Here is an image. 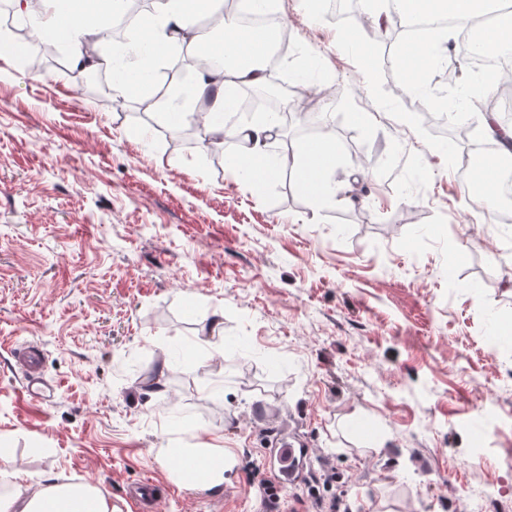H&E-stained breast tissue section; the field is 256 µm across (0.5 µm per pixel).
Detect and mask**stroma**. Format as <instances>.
Segmentation results:
<instances>
[{"mask_svg": "<svg viewBox=\"0 0 512 512\" xmlns=\"http://www.w3.org/2000/svg\"><path fill=\"white\" fill-rule=\"evenodd\" d=\"M298 7H272L291 36L278 77L309 62L320 75L296 109L340 147L321 203L288 165L235 181L207 126L176 137L141 94H92L64 41L55 65L28 67L42 39L16 22L0 58L10 467L122 497L173 484L156 449L212 444L235 459L224 495L175 487L155 512H259L248 470L285 423L309 450L292 494L328 464L349 512H512V224L373 103L332 21ZM29 345L54 386L44 401L14 357Z\"/></svg>", "mask_w": 512, "mask_h": 512, "instance_id": "1", "label": "stroma"}]
</instances>
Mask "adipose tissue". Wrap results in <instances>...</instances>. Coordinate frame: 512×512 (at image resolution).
Segmentation results:
<instances>
[{"label": "adipose tissue", "instance_id": "adipose-tissue-1", "mask_svg": "<svg viewBox=\"0 0 512 512\" xmlns=\"http://www.w3.org/2000/svg\"><path fill=\"white\" fill-rule=\"evenodd\" d=\"M18 12L27 17L38 32L57 31L70 42L74 64L90 68H110L111 58L85 57L80 47L87 36L106 33L119 14L123 0H98L94 12H86L77 0H12ZM213 0H154L151 12L144 14L141 26L147 40H136L125 47L131 69L122 77L117 89L134 92L142 87V77L151 73L157 62L173 54L183 44L224 56L228 64L221 77L200 75L198 93L208 95L211 107L207 121L212 132L224 130L223 115L234 107L233 91L240 82H260V63L271 49L267 34L238 29L234 20L224 23L223 40H213L210 33L198 28L194 19L212 7ZM273 125L265 119L241 124L239 134L250 147L245 154L231 155L225 161L227 172L237 179H266L275 175L283 162L267 148ZM339 147L335 140L322 136L301 143L291 158L303 189L322 200L331 191V176L336 167ZM0 512H119L110 496L94 485L59 483L47 480L37 486L20 482L18 473H0Z\"/></svg>", "mask_w": 512, "mask_h": 512}]
</instances>
